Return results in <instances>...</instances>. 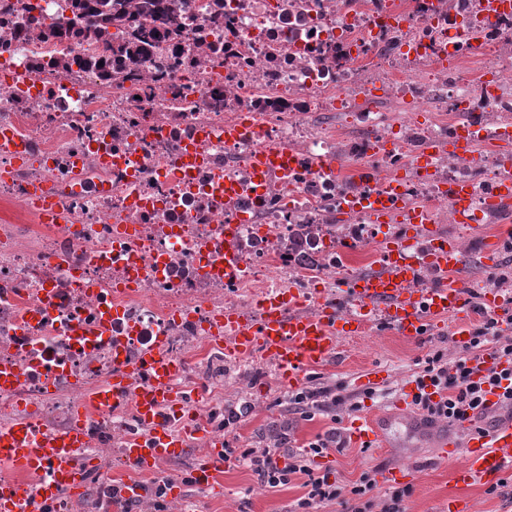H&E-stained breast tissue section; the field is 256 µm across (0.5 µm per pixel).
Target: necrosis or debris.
Segmentation results:
<instances>
[{"instance_id": "necrosis-or-debris-1", "label": "necrosis or debris", "mask_w": 512, "mask_h": 512, "mask_svg": "<svg viewBox=\"0 0 512 512\" xmlns=\"http://www.w3.org/2000/svg\"><path fill=\"white\" fill-rule=\"evenodd\" d=\"M239 129L236 139L224 129ZM475 138L466 157L416 162ZM0 427L65 428L133 371L87 445L144 436L142 355L210 434L199 354L225 309L300 289L334 299L380 227L358 203L398 181L434 223L477 227L512 171V0H0ZM292 155L255 176L248 157ZM472 190L467 210L449 196ZM54 202L45 214L33 195Z\"/></svg>"}]
</instances>
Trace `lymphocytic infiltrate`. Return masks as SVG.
<instances>
[{
  "mask_svg": "<svg viewBox=\"0 0 512 512\" xmlns=\"http://www.w3.org/2000/svg\"><path fill=\"white\" fill-rule=\"evenodd\" d=\"M485 351L507 363L506 369L490 370V384L496 386L501 380L511 379L512 310H504L501 316L490 318L471 332L456 356H449L444 349L430 350L423 360L418 391L413 396L414 405L429 419L451 425L471 418L472 431L488 435V427L476 413L484 403L483 390L480 383L472 381L470 368L471 362L478 360ZM327 448V440L321 439L310 444L305 454L267 448L259 453L246 449L240 452L239 457L249 464L263 486L269 489L288 484L292 477L304 476L307 493L294 505L292 512H309L313 505L323 506L345 497L351 500L349 512H406L410 487H396L385 493L382 499H371L370 493L377 485L375 473H364L358 483L347 489L327 478L313 475L307 464L308 454L319 455Z\"/></svg>",
  "mask_w": 512,
  "mask_h": 512,
  "instance_id": "lymphocytic-infiltrate-1",
  "label": "lymphocytic infiltrate"
}]
</instances>
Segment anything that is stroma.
Segmentation results:
<instances>
[{"instance_id":"35a3bbf8","label":"stroma","mask_w":512,"mask_h":512,"mask_svg":"<svg viewBox=\"0 0 512 512\" xmlns=\"http://www.w3.org/2000/svg\"><path fill=\"white\" fill-rule=\"evenodd\" d=\"M437 230L449 239L461 241L469 257L464 278L472 284L486 285L490 271L477 264L475 258L487 243L512 237V221L484 225L478 233L456 224H441ZM471 302V314L441 318L415 341L405 340L387 325L372 323L360 335L341 339L338 356L307 369L293 388L282 383L271 364L255 367L225 359L224 371L235 384L219 394L217 400L224 409L238 412L224 431L225 447L296 450L335 430L339 433L336 445L310 460L315 475L349 485L374 469L410 466L416 470L417 478L411 485L407 512H448V503L454 499L466 503L470 512H512V503L507 500L512 494V478L494 493L489 492L485 480L470 486L457 482L454 472L462 463L463 454L441 458L432 437L408 434L404 426L394 423L388 430L390 447L366 450L348 436L350 422L414 387L420 361L429 349L437 346L456 354V331L484 324L480 296L472 295ZM322 390L338 397V404L314 406L306 412L291 401L295 392ZM206 453V447L199 446L181 457L161 461L153 470L131 471L121 467L117 453L107 452L106 462L116 480H132L144 488L140 498L124 504L123 512H151L153 486L162 478L177 486L176 496L166 501L168 512H288L306 493L299 477L273 490L264 488L252 469L233 459L222 466V491L202 489L193 478Z\"/></svg>"}]
</instances>
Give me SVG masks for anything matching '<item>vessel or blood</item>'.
Returning a JSON list of instances; mask_svg holds the SVG:
<instances>
[{"label":"vessel or blood","mask_w":512,"mask_h":512,"mask_svg":"<svg viewBox=\"0 0 512 512\" xmlns=\"http://www.w3.org/2000/svg\"><path fill=\"white\" fill-rule=\"evenodd\" d=\"M286 160L285 151L269 150L251 155L248 163L259 174ZM425 264L444 275L436 287L415 285ZM462 266L461 249L447 238H436L422 262L407 255L405 242H391L370 270L344 284V303H324L307 313L301 309L298 289L292 288L265 298L256 316L225 310L224 351L239 357L261 351L282 377L293 380L305 367L331 359L341 338L359 332L372 319L406 339H418L441 316L469 307V293L458 276ZM144 364L151 377L139 390L137 401L146 433L130 440L122 456L125 467L150 470L164 459L186 454L204 434L185 415L180 416L178 428L162 426L164 414L178 402L172 390L176 366L159 347L147 352ZM130 383L129 373L123 370L91 389L85 398L86 413L118 408ZM387 427V421L366 419L352 435L371 445ZM85 444L80 418L64 430L40 426L32 417L0 429V464L12 471L11 477L0 478V512H41L44 501L74 494L87 474L78 456ZM511 466L512 418L501 422L491 435L469 441L458 475L463 482L474 483L496 477Z\"/></svg>","instance_id":"vessel-or-blood-1"}]
</instances>
